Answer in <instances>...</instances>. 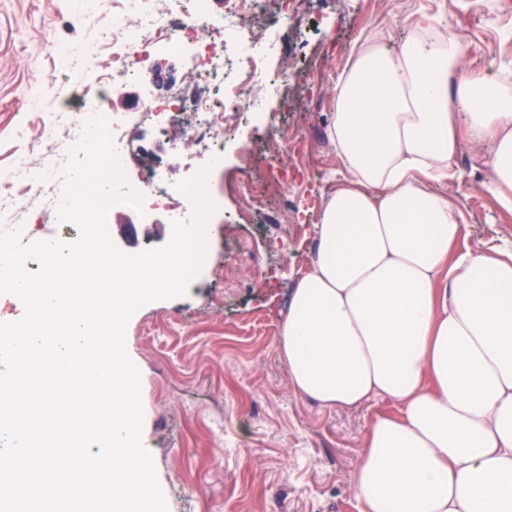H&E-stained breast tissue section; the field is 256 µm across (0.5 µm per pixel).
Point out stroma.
Wrapping results in <instances>:
<instances>
[{"instance_id":"1","label":"stroma","mask_w":512,"mask_h":512,"mask_svg":"<svg viewBox=\"0 0 512 512\" xmlns=\"http://www.w3.org/2000/svg\"><path fill=\"white\" fill-rule=\"evenodd\" d=\"M74 7L75 0H0V175L10 176L20 156L46 164L51 132L67 125L58 102L28 93L36 75L67 82L48 32L77 56L101 40L103 19L137 5L100 0L98 14L76 22ZM424 14L465 44L467 67L512 84V0H300L277 27L267 66L287 71L288 90L259 100L279 138L240 116L206 180L221 202L206 262L183 295L142 306L126 328L141 377L142 444L168 512H358L351 472L372 421L397 407L378 400L325 410L300 397L275 337L344 170L329 137L336 83L357 44L416 35ZM276 168L294 207L278 212L272 199L240 218L244 185ZM486 176L479 150L462 140L440 188L463 211L464 250L512 241V211L483 189Z\"/></svg>"}]
</instances>
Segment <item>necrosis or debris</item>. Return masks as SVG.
<instances>
[{
  "label": "necrosis or debris",
  "mask_w": 512,
  "mask_h": 512,
  "mask_svg": "<svg viewBox=\"0 0 512 512\" xmlns=\"http://www.w3.org/2000/svg\"><path fill=\"white\" fill-rule=\"evenodd\" d=\"M148 9L129 16L113 14L105 29L124 34L122 45L112 52V81L104 85L90 112L71 113L66 132L55 134L51 168L29 178L20 195H0V214L15 216L29 213L32 200L41 196L45 186L53 188V203H60L64 184L60 177L77 140L83 137V125L90 115L105 117L117 155L126 152L125 129L128 117L108 109V97L123 92L138 75L141 62L150 58L156 45L166 52L183 53L194 49L196 58L188 72L194 92L174 89L166 96H152L138 106V120L155 132L153 141L142 145L144 154H152L156 145H164L166 154L180 158L183 147L195 149L213 158L224 156V138L241 112L256 98L259 87L276 89L287 82L284 74L271 75L265 65L269 45L246 33L243 21L262 16L268 26L282 19L279 0H233L234 9L222 16L210 13L207 0H148ZM165 29L164 42H157V29ZM182 119L181 134L173 139L169 129ZM158 167L142 170L129 186L143 197V219H151L166 200L176 196L174 184L158 177Z\"/></svg>",
  "instance_id": "1"
}]
</instances>
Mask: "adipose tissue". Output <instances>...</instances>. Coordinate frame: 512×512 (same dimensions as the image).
<instances>
[{
    "instance_id": "ef3b65f1",
    "label": "adipose tissue",
    "mask_w": 512,
    "mask_h": 512,
    "mask_svg": "<svg viewBox=\"0 0 512 512\" xmlns=\"http://www.w3.org/2000/svg\"><path fill=\"white\" fill-rule=\"evenodd\" d=\"M352 61L329 129L342 181L275 344L321 408L397 405L353 469L360 512H512V246L460 249L463 213L437 188L468 133L512 209V88L440 35Z\"/></svg>"
}]
</instances>
